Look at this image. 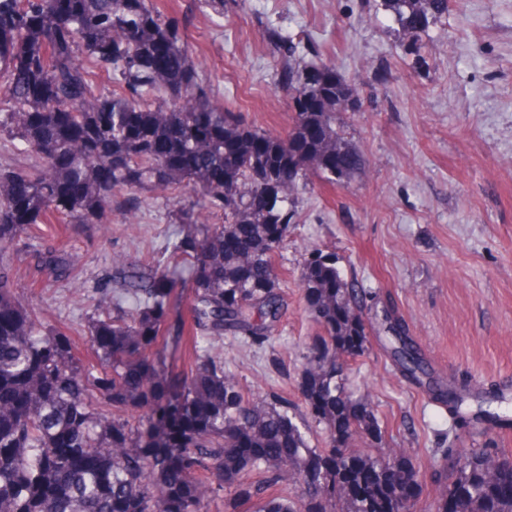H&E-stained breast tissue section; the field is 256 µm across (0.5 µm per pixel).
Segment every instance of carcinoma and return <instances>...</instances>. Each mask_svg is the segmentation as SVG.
Segmentation results:
<instances>
[{"label":"carcinoma","mask_w":512,"mask_h":512,"mask_svg":"<svg viewBox=\"0 0 512 512\" xmlns=\"http://www.w3.org/2000/svg\"><path fill=\"white\" fill-rule=\"evenodd\" d=\"M382 5L417 54L430 24L448 15V0ZM268 41L294 112L286 138L224 110L199 81L184 27L154 0H71L64 13L51 0H0V137L33 161L0 169V250L38 224H110L122 192L193 186L224 211L202 238L172 240L170 264L149 268L135 290V313L100 307L89 336L95 372L66 332L22 304L0 265V512H208L224 489V512H419L416 471L402 454L351 447L357 434L383 436L369 403L342 382L345 359L368 349L366 315L332 255L311 249L300 271L322 329L302 394L326 447H309L288 401L246 399L210 345L226 334L262 343L272 335L284 303L273 264L283 240L270 239L271 225L290 224L310 177L341 184L363 165L337 123L347 81L319 84L326 62L303 61L277 31ZM102 76L109 88L98 92ZM341 155L351 164L338 171ZM271 182L272 206L253 209L251 197ZM29 256L55 281L75 282L63 249ZM181 267L195 290V355L172 391L149 351L170 273ZM393 320L385 313L400 343L394 354L417 381L422 362ZM445 464L453 480L439 490L437 512H512V455L449 448ZM291 484L295 499L269 493Z\"/></svg>","instance_id":"carcinoma-1"}]
</instances>
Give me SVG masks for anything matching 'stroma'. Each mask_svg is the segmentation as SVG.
Segmentation results:
<instances>
[{"mask_svg":"<svg viewBox=\"0 0 512 512\" xmlns=\"http://www.w3.org/2000/svg\"><path fill=\"white\" fill-rule=\"evenodd\" d=\"M182 19L204 83L249 126L287 134L288 92L270 54L267 32L292 35L305 60L322 59L354 83L360 107L343 113L363 168L339 186L311 179L276 260L288 303L270 339L223 336L224 369L250 400L288 398L303 417L310 447L325 429L308 415L300 386L307 350L320 329L299 287L307 249L334 253L368 315V349L344 371L353 399L368 400L383 443L356 439L376 455L397 449L412 462L423 512L451 481L439 462L447 447L512 453V0H451L431 24L429 46L405 54L382 0H156ZM197 197L141 191L136 223L113 213L107 232L83 224L43 227L44 244L70 253L78 280L68 286L39 274L17 239V290L47 323L66 329L75 354L94 362L88 322L100 301L133 313L127 289L169 242L202 224L172 217ZM195 292L188 271L175 278L154 358L170 370L189 363ZM393 308L427 372L406 377L383 329ZM466 398L461 411L444 400Z\"/></svg>","mask_w":512,"mask_h":512,"instance_id":"stroma-1","label":"stroma"}]
</instances>
